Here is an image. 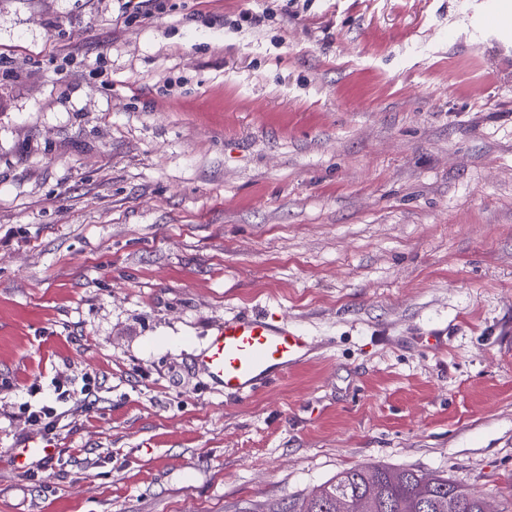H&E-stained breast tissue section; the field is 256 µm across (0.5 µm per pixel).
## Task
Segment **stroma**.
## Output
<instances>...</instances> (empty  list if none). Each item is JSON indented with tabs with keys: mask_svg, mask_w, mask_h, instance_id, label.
<instances>
[{
	"mask_svg": "<svg viewBox=\"0 0 512 512\" xmlns=\"http://www.w3.org/2000/svg\"><path fill=\"white\" fill-rule=\"evenodd\" d=\"M163 3L0 0V512H288L378 464L506 507L502 0ZM251 311L314 350L227 397L192 356ZM88 375L26 475L29 386Z\"/></svg>",
	"mask_w": 512,
	"mask_h": 512,
	"instance_id": "35a3bbf8",
	"label": "stroma"
}]
</instances>
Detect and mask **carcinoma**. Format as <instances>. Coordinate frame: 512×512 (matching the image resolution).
I'll use <instances>...</instances> for the list:
<instances>
[{
    "label": "carcinoma",
    "instance_id": "carcinoma-1",
    "mask_svg": "<svg viewBox=\"0 0 512 512\" xmlns=\"http://www.w3.org/2000/svg\"><path fill=\"white\" fill-rule=\"evenodd\" d=\"M422 475L412 468L387 466L356 467L336 475L307 496L312 512H331L330 503L338 495L357 497L360 512H483L487 498L460 484L448 487V478L432 476L421 483Z\"/></svg>",
    "mask_w": 512,
    "mask_h": 512
}]
</instances>
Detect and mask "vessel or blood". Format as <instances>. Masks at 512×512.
Returning <instances> with one entry per match:
<instances>
[{"label": "vessel or blood", "instance_id": "vessel-or-blood-1", "mask_svg": "<svg viewBox=\"0 0 512 512\" xmlns=\"http://www.w3.org/2000/svg\"><path fill=\"white\" fill-rule=\"evenodd\" d=\"M313 346L288 322H272L260 313H244L213 328L195 354L197 369L214 389L236 398H247L285 377L307 360ZM53 445L31 440L15 452L18 465L48 457Z\"/></svg>", "mask_w": 512, "mask_h": 512}]
</instances>
